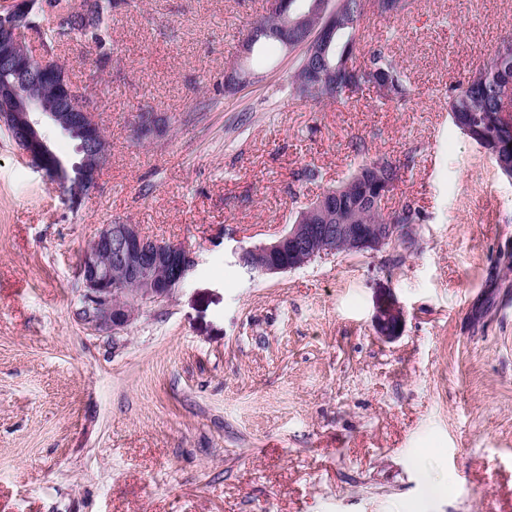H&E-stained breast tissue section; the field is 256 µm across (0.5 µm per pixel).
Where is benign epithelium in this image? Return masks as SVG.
<instances>
[{
	"mask_svg": "<svg viewBox=\"0 0 512 512\" xmlns=\"http://www.w3.org/2000/svg\"><path fill=\"white\" fill-rule=\"evenodd\" d=\"M57 11L54 0H7L0 8V126L5 128L23 155L62 186L74 184L91 192L107 162L100 147L102 129L90 109L85 92L77 90L68 73L46 52L39 57L18 53L21 35L30 30L34 14ZM335 32L334 13L316 31L297 40L307 56L321 54ZM55 87L56 105L47 104L42 89ZM51 125L62 134L79 138L77 162L60 158L42 129ZM160 120L141 114L136 135L150 139L161 132ZM410 224H289L275 238L249 248L250 268L280 273L300 268L318 257L346 247L352 252H379L409 235ZM192 257L180 244L158 241L143 234L137 224H104L82 252V307L85 322L96 330L114 333L127 329L144 309L167 299L185 279ZM121 272L112 281V268ZM375 330L386 340L398 337L404 311L392 295L376 303Z\"/></svg>",
	"mask_w": 512,
	"mask_h": 512,
	"instance_id": "1",
	"label": "benign epithelium"
}]
</instances>
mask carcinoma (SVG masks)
<instances>
[{"instance_id":"cac0c4a2","label":"carcinoma","mask_w":512,"mask_h":512,"mask_svg":"<svg viewBox=\"0 0 512 512\" xmlns=\"http://www.w3.org/2000/svg\"><path fill=\"white\" fill-rule=\"evenodd\" d=\"M332 3L336 10V36L321 64V75L329 85L328 91L313 94L308 89L312 73L307 68L306 57H301L292 81L295 96L305 102L320 103L325 100H338L344 95L361 89L364 85L378 88L389 87V100H405L412 95V88L394 59L387 55L383 47L373 49L368 63L363 66L353 64L352 58L361 40L360 29L369 16L365 10L368 0H288L286 13L295 18L310 12L314 3ZM58 13L52 16L36 17L34 32L41 38L46 48L72 35L92 41L101 49L100 61L111 54L112 39L110 21L116 0H96L97 15L87 28L77 24L75 15L70 13V0H57ZM512 85V40L502 43L482 69L472 72L458 84L448 96V114L456 121L464 119L471 128L473 138L479 141L497 167L509 163L507 154L497 152L499 144L512 137V132L504 124L501 113L506 111L505 101L512 102L508 86ZM388 160H364L354 168L349 177L337 185L336 206L330 212L328 222L345 224H387L390 215L384 213L382 204L374 203L379 182L390 174ZM398 224H421L424 215L412 202H404L395 211Z\"/></svg>"}]
</instances>
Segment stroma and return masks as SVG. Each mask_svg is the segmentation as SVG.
Segmentation results:
<instances>
[{
  "label": "stroma",
  "instance_id": "stroma-1",
  "mask_svg": "<svg viewBox=\"0 0 512 512\" xmlns=\"http://www.w3.org/2000/svg\"><path fill=\"white\" fill-rule=\"evenodd\" d=\"M268 0H117L112 52L53 49L109 142L78 208L0 127V512H512V179L448 89L512 37V0H407L365 22L413 87L334 102L299 51L242 48ZM250 76L224 89V71ZM152 112L164 130L134 135ZM398 168L409 239L276 274L267 241L361 159ZM316 179H306V170ZM104 224L186 246L173 295L119 333L80 316ZM404 310L392 340L378 297ZM374 323L376 332L383 339L392 340L401 334L404 311L390 293L377 300Z\"/></svg>",
  "mask_w": 512,
  "mask_h": 512
}]
</instances>
